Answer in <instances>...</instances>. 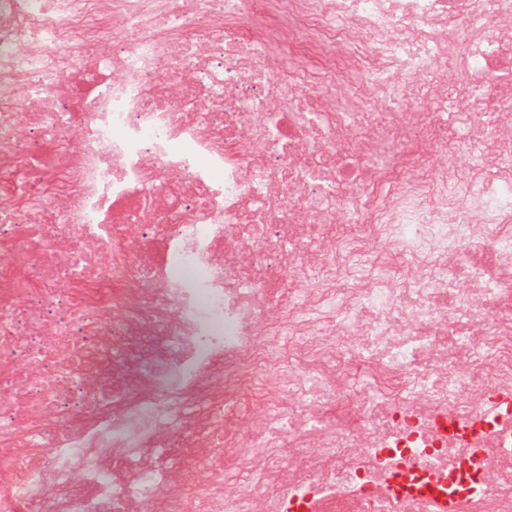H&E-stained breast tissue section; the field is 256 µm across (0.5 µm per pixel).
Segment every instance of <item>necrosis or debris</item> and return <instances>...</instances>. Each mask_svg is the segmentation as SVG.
<instances>
[{
    "instance_id": "4bbe7bcc",
    "label": "necrosis or debris",
    "mask_w": 512,
    "mask_h": 512,
    "mask_svg": "<svg viewBox=\"0 0 512 512\" xmlns=\"http://www.w3.org/2000/svg\"><path fill=\"white\" fill-rule=\"evenodd\" d=\"M505 16L0 0V512H420L390 472L474 446L479 480L448 495L512 512V313L485 311L512 297ZM269 44L325 71L314 111L254 61ZM336 407L344 431L308 429Z\"/></svg>"
}]
</instances>
